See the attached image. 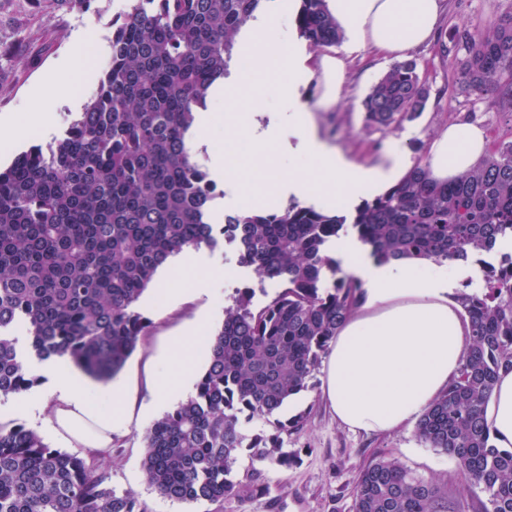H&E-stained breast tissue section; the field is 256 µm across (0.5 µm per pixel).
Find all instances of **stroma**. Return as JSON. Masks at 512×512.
<instances>
[{"mask_svg":"<svg viewBox=\"0 0 512 512\" xmlns=\"http://www.w3.org/2000/svg\"><path fill=\"white\" fill-rule=\"evenodd\" d=\"M446 4L439 25L443 32L465 26L473 33H484L512 8V0H446ZM128 8L129 0H93L85 12L73 10L68 0H50L41 9L33 8L29 0H0V48L13 50L10 57L0 56V125L23 122L29 101L37 96L44 110L51 112L54 130L48 134L32 129L26 142L43 146L52 142L74 117L62 101L61 91L70 89L82 100H90L101 64L109 57L112 20ZM81 52L88 57V67L81 77L69 76L65 64ZM412 56L429 93L423 112L391 131L367 126L362 99L390 64L358 54L337 103L319 108L320 87L314 83L308 88L307 102L314 109L321 138L362 161L380 159L388 145L398 142L416 162L425 159L437 127L452 121L481 123L497 144L512 140V114L498 111L491 96L479 98L462 91L456 80L457 57L441 56L434 43L413 51ZM204 257L217 265L208 282V293L181 295L169 302L150 289L142 297L150 306V328L116 376L126 385L127 399L136 416L127 431L113 434L111 448L100 455L113 489L135 492L146 512H352L360 470L372 459L385 457L446 482L449 498L471 505L464 481L448 454L426 447L411 427L370 436L340 425L323 396L318 375L298 405L306 416L304 424L283 437L285 448L298 450L301 461L285 472L266 469L265 496L232 498L221 506L162 498L148 483L142 468L144 435L153 419L138 414L141 405L152 398L157 352L169 337L188 325L202 321L207 331L219 329L236 289L252 288L253 302L258 307L277 289L274 282L260 281L251 269L240 266L234 247L208 248Z\"/></svg>","mask_w":512,"mask_h":512,"instance_id":"35a3bbf8","label":"stroma"}]
</instances>
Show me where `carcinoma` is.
Here are the masks:
<instances>
[{
    "mask_svg": "<svg viewBox=\"0 0 512 512\" xmlns=\"http://www.w3.org/2000/svg\"><path fill=\"white\" fill-rule=\"evenodd\" d=\"M262 0H131L112 21L110 55L97 89L64 134L0 168V394L36 382L29 353L66 357L89 376H116L146 334L138 303L169 258L186 248L229 244L238 262L280 291L261 308L236 289L208 344L193 394L146 430L142 467L164 498L224 504L266 491L264 470H286L296 452L281 435L304 415L280 411L310 381L341 324L364 299L326 245L352 234L379 263L418 259L482 266L480 290L458 302L471 343L458 376L421 414L418 439L451 456L474 494L472 512H512V449L491 441L484 409L495 381L512 369V141L452 182L416 163L352 219L294 204L281 211L224 216L210 223L216 186L190 146L197 109L224 78L236 33ZM300 37L336 45L327 0H301ZM466 50L457 75L470 94L495 96L512 112V10L476 36L449 33ZM428 98L415 59L391 66L362 101L368 125L392 130ZM262 417L270 434L243 432ZM247 457L250 470L238 478ZM0 512H142L132 491L116 492L105 470L62 451L22 424L0 426ZM353 512H466L447 485L380 457L356 479Z\"/></svg>",
    "mask_w": 512,
    "mask_h": 512,
    "instance_id": "1",
    "label": "carcinoma"
}]
</instances>
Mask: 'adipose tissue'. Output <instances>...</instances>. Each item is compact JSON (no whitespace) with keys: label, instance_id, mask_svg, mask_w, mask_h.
Masks as SVG:
<instances>
[{"label":"adipose tissue","instance_id":"1","mask_svg":"<svg viewBox=\"0 0 512 512\" xmlns=\"http://www.w3.org/2000/svg\"><path fill=\"white\" fill-rule=\"evenodd\" d=\"M344 32L342 53L313 55L296 49L284 30L291 0H274L254 13L236 36L237 66L222 81L229 110L216 117L198 112L201 135L223 120L234 146L214 154L211 169L224 180L225 200L240 212L275 211L298 203L316 209L356 210L359 189L381 194L398 184L413 162L404 147L388 149L364 164L321 139L306 91L322 77L320 105L336 103L353 51L401 59L427 44L445 12L444 0H327ZM283 97L287 108L272 105ZM492 138L485 127L451 122L437 129L427 161L435 179L450 181L487 157ZM294 167L282 168L278 154ZM336 255L364 283L365 300L341 325L330 347L323 392L337 421L353 430L382 433L411 426L457 376L470 343L471 322L456 300L458 286L430 261L379 264L356 243H337ZM201 344L198 329L170 337L155 364L153 402L166 406L192 383ZM39 379L30 392L11 394L0 409L21 404L46 417L61 439L98 451L131 419L127 401L114 389L92 388L60 357L27 362ZM494 442L512 448V371L500 372L484 411Z\"/></svg>","mask_w":512,"mask_h":512}]
</instances>
